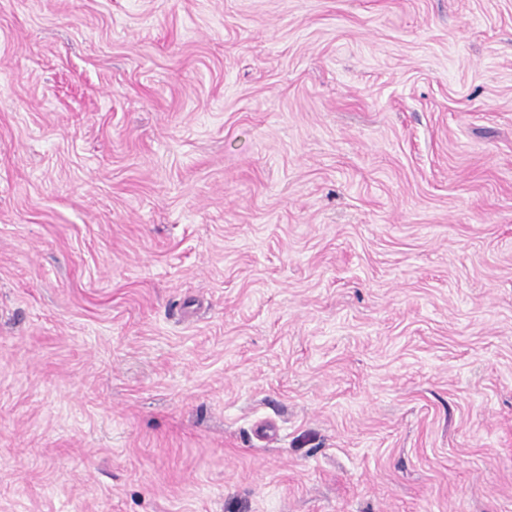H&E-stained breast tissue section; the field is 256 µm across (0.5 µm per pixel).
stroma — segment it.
<instances>
[{"mask_svg":"<svg viewBox=\"0 0 512 512\" xmlns=\"http://www.w3.org/2000/svg\"><path fill=\"white\" fill-rule=\"evenodd\" d=\"M0 512H512V0H0Z\"/></svg>","mask_w":512,"mask_h":512,"instance_id":"35a3bbf8","label":"stroma"}]
</instances>
